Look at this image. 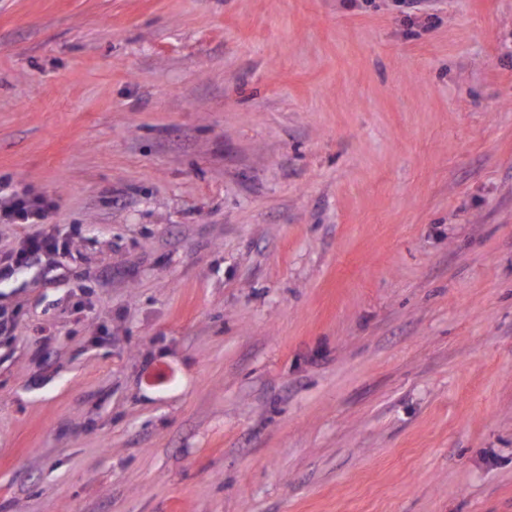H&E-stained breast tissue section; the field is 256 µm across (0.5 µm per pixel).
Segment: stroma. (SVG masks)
<instances>
[{
  "mask_svg": "<svg viewBox=\"0 0 512 512\" xmlns=\"http://www.w3.org/2000/svg\"><path fill=\"white\" fill-rule=\"evenodd\" d=\"M0 0V512H512V0ZM56 207L53 199L33 195L26 187L0 196L1 224H29L34 227L22 238L17 248L0 253V278L11 277L17 270L34 263L53 270L60 269L61 255L70 248L44 224L48 213Z\"/></svg>",
  "mask_w": 512,
  "mask_h": 512,
  "instance_id": "1",
  "label": "stroma"
}]
</instances>
